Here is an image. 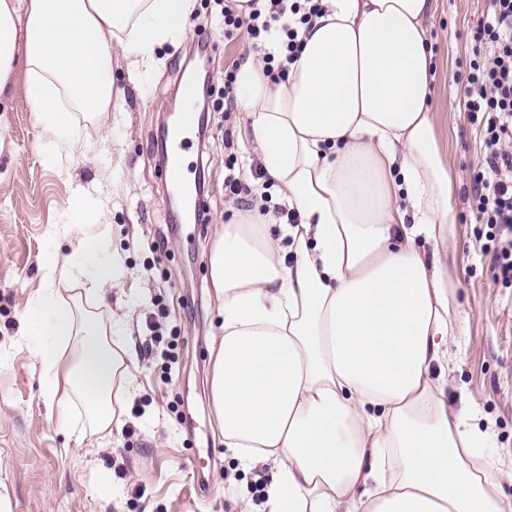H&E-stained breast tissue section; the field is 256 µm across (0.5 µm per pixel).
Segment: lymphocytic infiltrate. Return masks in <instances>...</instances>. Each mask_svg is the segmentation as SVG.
I'll list each match as a JSON object with an SVG mask.
<instances>
[{
  "label": "lymphocytic infiltrate",
  "instance_id": "1",
  "mask_svg": "<svg viewBox=\"0 0 512 512\" xmlns=\"http://www.w3.org/2000/svg\"><path fill=\"white\" fill-rule=\"evenodd\" d=\"M321 10L318 0H267L249 16L224 0L225 30L246 29L261 39L289 11L310 23ZM476 58L464 88L465 110L480 118L483 169L474 177L475 221L486 225L496 247L495 279L512 288V0H485L474 32Z\"/></svg>",
  "mask_w": 512,
  "mask_h": 512
}]
</instances>
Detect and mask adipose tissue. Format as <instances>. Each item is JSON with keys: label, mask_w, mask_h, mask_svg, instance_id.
I'll return each instance as SVG.
<instances>
[{"label": "adipose tissue", "mask_w": 512, "mask_h": 512, "mask_svg": "<svg viewBox=\"0 0 512 512\" xmlns=\"http://www.w3.org/2000/svg\"><path fill=\"white\" fill-rule=\"evenodd\" d=\"M196 3L0 0V93L23 69L49 147L75 153L73 113L118 111L114 66L156 70ZM320 4L284 80L264 69L274 33L236 77L237 107L302 222L286 229L290 264L253 212L215 239V426L243 465L273 464L262 512H512L490 476L489 433L449 408L439 371L460 319L442 249L452 182L429 107L432 0ZM65 234L71 252L50 259L22 333L45 396L75 393L102 433L136 369L128 328L69 304L60 287L93 299L125 268L83 203Z\"/></svg>", "instance_id": "1"}]
</instances>
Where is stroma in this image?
I'll list each match as a JSON object with an SVG mask.
<instances>
[{
  "label": "stroma",
  "mask_w": 512,
  "mask_h": 512,
  "mask_svg": "<svg viewBox=\"0 0 512 512\" xmlns=\"http://www.w3.org/2000/svg\"><path fill=\"white\" fill-rule=\"evenodd\" d=\"M483 0H433L425 21L433 51L431 109L442 157L453 184L454 222L448 258L458 283L462 319L452 350L448 404L492 434V471L512 501V288L494 280L495 251L473 215V173L482 164L481 129L464 110L473 57L472 29ZM208 46L209 75L224 85V69L244 64L250 40L224 33L219 0H197L187 36L159 51L160 70L141 80L116 68L119 111L99 122L78 112L84 145L65 165L42 150L44 132L25 96L23 72L0 97V495L10 512H239L241 501L260 507L268 468H244L220 442L208 379L210 340L218 326L208 259L219 225L240 211L261 209L265 232L290 246L270 208L282 200L270 179L253 180L261 154L238 109L209 112L206 141L183 152L187 178L205 175L209 223L172 207L165 166L158 161L160 126L184 104L179 81L195 42ZM250 182L246 198L224 192V178ZM100 212L112 248L121 254L122 283L86 310L129 316L137 360L135 393L110 436L88 430L77 397L69 406L82 438L56 423L57 401L42 393L44 374L21 336V320L46 285V261L68 254L57 235L76 199ZM112 476L111 497L95 492L100 472Z\"/></svg>",
  "instance_id": "1"
}]
</instances>
